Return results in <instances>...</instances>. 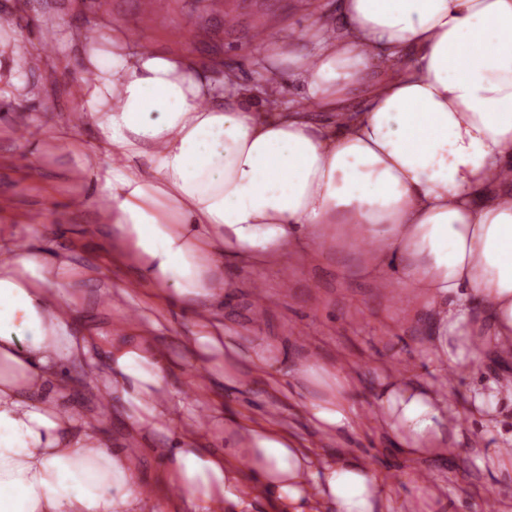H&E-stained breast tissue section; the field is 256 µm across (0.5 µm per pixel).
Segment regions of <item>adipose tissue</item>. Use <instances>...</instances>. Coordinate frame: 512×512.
Returning <instances> with one entry per match:
<instances>
[{"mask_svg": "<svg viewBox=\"0 0 512 512\" xmlns=\"http://www.w3.org/2000/svg\"><path fill=\"white\" fill-rule=\"evenodd\" d=\"M339 12L334 33L307 15L317 49L306 58L268 29L255 83L228 71L216 85L208 64L135 47L119 28L112 51L85 62L82 115L101 132L95 201L115 242L106 256L135 273L116 288L195 309L188 349L237 390L249 386L240 362L263 373L266 353L243 351L214 318L225 263L268 265L331 233L371 242L383 282L432 311L433 349L452 376L486 353L512 360V0H340ZM29 59L0 58V99L29 98ZM285 61L303 88L289 106L270 81ZM381 63L385 78L364 83ZM359 87L367 101L354 112ZM308 100L334 120L314 121ZM85 279L66 256L0 231V512H167L168 490L204 512L258 494L287 512L305 499L388 512L383 477L361 459L317 464L251 415H225L224 446L210 447L199 418L210 382L176 416L168 363L139 320L118 322L107 342L79 324ZM83 362L91 373L70 374ZM75 394L121 403L124 447L71 405ZM375 402L405 456L447 454L442 388L389 379ZM309 409L323 437L352 412L340 396ZM163 416L167 466L151 481L140 458Z\"/></svg>", "mask_w": 512, "mask_h": 512, "instance_id": "ef3b65f1", "label": "adipose tissue"}]
</instances>
